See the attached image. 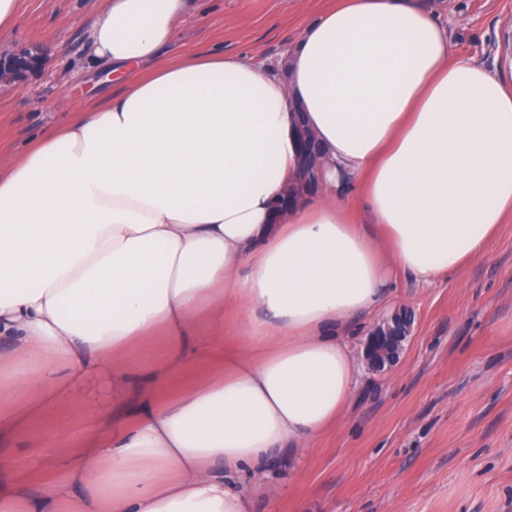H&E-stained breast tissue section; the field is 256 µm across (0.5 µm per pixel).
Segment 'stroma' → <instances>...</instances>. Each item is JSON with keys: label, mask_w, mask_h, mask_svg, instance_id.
<instances>
[{"label": "stroma", "mask_w": 512, "mask_h": 512, "mask_svg": "<svg viewBox=\"0 0 512 512\" xmlns=\"http://www.w3.org/2000/svg\"><path fill=\"white\" fill-rule=\"evenodd\" d=\"M334 0H205L183 20L162 52L173 58L200 51L246 54L282 70L300 31ZM448 31L451 57H471L490 72H512V0H421ZM104 0H21L12 32L0 33V53L37 44L45 60L28 82L0 87V163L37 134L68 120L65 95L84 103L103 99L105 74L92 53L89 29ZM391 308L414 316L399 362L377 374L359 369L355 397L344 417L294 464L273 469L278 493L253 496L252 512H512V216L488 251L462 273L433 282L400 277ZM199 337L184 369L156 370L143 389L122 394L98 376L89 387H38L45 409L26 411L11 394L0 406L21 411L0 436L38 492L61 480L66 466L46 442L61 433L80 440L110 437L129 425L135 402L160 393L172 399L224 371L238 349L225 320L223 352Z\"/></svg>", "instance_id": "1"}]
</instances>
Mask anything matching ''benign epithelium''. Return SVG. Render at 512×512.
Segmentation results:
<instances>
[{
    "label": "benign epithelium",
    "mask_w": 512,
    "mask_h": 512,
    "mask_svg": "<svg viewBox=\"0 0 512 512\" xmlns=\"http://www.w3.org/2000/svg\"><path fill=\"white\" fill-rule=\"evenodd\" d=\"M43 61V51L33 47L8 57L0 56V84L21 82L37 71ZM304 145L300 155L302 182L311 186L320 185L323 162L312 134L300 131ZM412 315L404 309H396L381 318L369 332L364 343V360L367 368L375 373L390 370L400 359L405 342L411 335Z\"/></svg>",
    "instance_id": "obj_1"
}]
</instances>
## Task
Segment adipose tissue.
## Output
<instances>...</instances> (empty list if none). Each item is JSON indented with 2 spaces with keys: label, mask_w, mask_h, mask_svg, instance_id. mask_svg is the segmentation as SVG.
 <instances>
[{
  "label": "adipose tissue",
  "mask_w": 512,
  "mask_h": 512,
  "mask_svg": "<svg viewBox=\"0 0 512 512\" xmlns=\"http://www.w3.org/2000/svg\"><path fill=\"white\" fill-rule=\"evenodd\" d=\"M192 0H105L93 54L121 85L0 167V372L129 376L134 346L183 364L204 311L233 310L239 356L131 429L76 451L29 494L0 468V512H251L242 477L344 415L345 341L398 274L430 282L484 254L512 214V81L451 60L419 0H336L284 75L246 55L160 59ZM325 149L322 186L287 216L296 115ZM356 195L357 210L343 202Z\"/></svg>",
  "instance_id": "ef3b65f1"
}]
</instances>
